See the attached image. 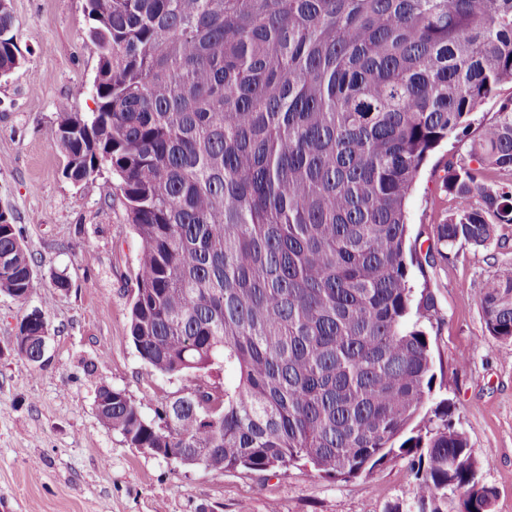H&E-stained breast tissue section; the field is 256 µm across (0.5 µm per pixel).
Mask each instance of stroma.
<instances>
[{"mask_svg": "<svg viewBox=\"0 0 512 512\" xmlns=\"http://www.w3.org/2000/svg\"><path fill=\"white\" fill-rule=\"evenodd\" d=\"M21 62L0 78V210L12 217L34 260L36 286L24 301L0 293V512H392L411 495L408 460L397 458L349 480L298 463L277 474L215 472L130 447L95 409L97 386L139 402L146 417L189 386L153 371L129 336L138 239L109 169L86 182L64 175L55 141L60 109H96L98 61L85 44L86 0H10ZM472 139L449 141L426 163L408 202L410 239L427 232L452 200L439 185L447 163ZM512 263V224L483 247L457 246L441 270L416 277L435 294L429 329L435 392L491 466L493 512H512V341L485 328L480 292ZM64 275L68 287L54 285ZM41 309L50 337L41 364L14 347L24 315Z\"/></svg>", "mask_w": 512, "mask_h": 512, "instance_id": "1", "label": "stroma"}]
</instances>
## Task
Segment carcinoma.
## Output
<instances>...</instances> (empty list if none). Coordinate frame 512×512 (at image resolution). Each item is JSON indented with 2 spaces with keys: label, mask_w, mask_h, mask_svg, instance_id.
I'll return each mask as SVG.
<instances>
[{
  "label": "carcinoma",
  "mask_w": 512,
  "mask_h": 512,
  "mask_svg": "<svg viewBox=\"0 0 512 512\" xmlns=\"http://www.w3.org/2000/svg\"><path fill=\"white\" fill-rule=\"evenodd\" d=\"M96 111L59 112L78 183L104 166L140 252L130 338L154 371L194 380L147 418L98 386L103 423L135 448L211 471L304 461L331 479L391 458L414 472L407 512H492L496 496L450 419L429 414L434 295L410 266L483 246L512 224V101L447 166L454 211L424 257L406 203L428 159L512 83V0H87ZM0 0V70L20 63ZM32 259L0 211V292L26 300ZM512 340V266L481 291ZM48 323L15 346L38 364ZM222 364L235 385L208 380Z\"/></svg>",
  "instance_id": "1"
}]
</instances>
